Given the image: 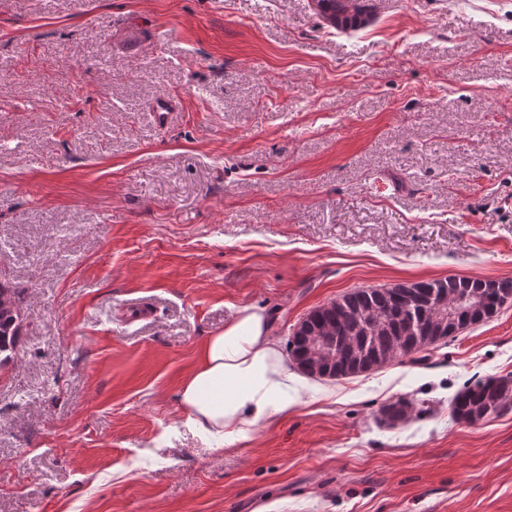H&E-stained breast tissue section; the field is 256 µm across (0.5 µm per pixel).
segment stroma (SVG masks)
Instances as JSON below:
<instances>
[{
    "label": "stroma",
    "instance_id": "obj_1",
    "mask_svg": "<svg viewBox=\"0 0 512 512\" xmlns=\"http://www.w3.org/2000/svg\"><path fill=\"white\" fill-rule=\"evenodd\" d=\"M375 3L349 34L313 0H0V512H512V413H449L512 374V304L295 374L229 450L179 404L241 308L284 342L354 288L512 277V0ZM401 397L427 413L383 425ZM2 296H6L10 304L7 307L0 305V366L16 354L22 335L21 309L16 289L0 283V298Z\"/></svg>",
    "mask_w": 512,
    "mask_h": 512
}]
</instances>
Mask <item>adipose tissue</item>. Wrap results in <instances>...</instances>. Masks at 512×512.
<instances>
[{
  "label": "adipose tissue",
  "instance_id": "obj_1",
  "mask_svg": "<svg viewBox=\"0 0 512 512\" xmlns=\"http://www.w3.org/2000/svg\"><path fill=\"white\" fill-rule=\"evenodd\" d=\"M289 379L270 316L245 308L205 339L179 403L195 427L230 445L243 426L287 413Z\"/></svg>",
  "mask_w": 512,
  "mask_h": 512
}]
</instances>
